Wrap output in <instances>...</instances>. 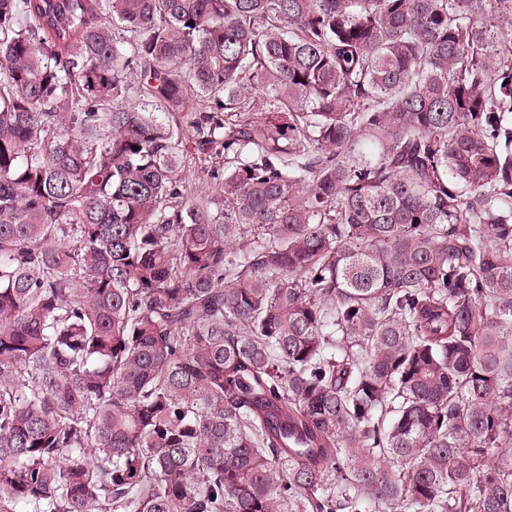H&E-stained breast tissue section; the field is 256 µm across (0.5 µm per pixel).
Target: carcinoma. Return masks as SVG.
I'll return each instance as SVG.
<instances>
[{"mask_svg": "<svg viewBox=\"0 0 512 512\" xmlns=\"http://www.w3.org/2000/svg\"><path fill=\"white\" fill-rule=\"evenodd\" d=\"M504 23L0 0V512H512Z\"/></svg>", "mask_w": 512, "mask_h": 512, "instance_id": "cac0c4a2", "label": "carcinoma"}]
</instances>
